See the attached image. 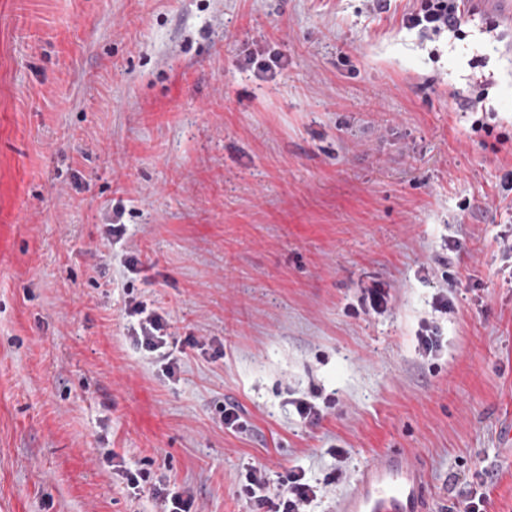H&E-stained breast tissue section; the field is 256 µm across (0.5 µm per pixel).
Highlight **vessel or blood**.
<instances>
[{
	"label": "vessel or blood",
	"instance_id": "1",
	"mask_svg": "<svg viewBox=\"0 0 512 512\" xmlns=\"http://www.w3.org/2000/svg\"><path fill=\"white\" fill-rule=\"evenodd\" d=\"M467 8L512 19V0H465ZM431 494L423 462L391 450L368 463L342 495L337 512H430Z\"/></svg>",
	"mask_w": 512,
	"mask_h": 512
}]
</instances>
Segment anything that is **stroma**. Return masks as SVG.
I'll return each instance as SVG.
<instances>
[{"label": "stroma", "mask_w": 512, "mask_h": 512, "mask_svg": "<svg viewBox=\"0 0 512 512\" xmlns=\"http://www.w3.org/2000/svg\"><path fill=\"white\" fill-rule=\"evenodd\" d=\"M416 5L0 0V512H159L126 468L251 512L250 464L336 512L394 448L432 512L465 480L512 512V27L423 43ZM133 300L174 376L131 343ZM316 390L336 407L310 425ZM130 316L140 315L143 317L139 320V330L135 327L128 329L130 339L141 347H145L152 353H158L156 358L158 361L163 362L162 365L172 373V360L171 354L164 351L168 342V334L164 332V323L162 317L154 310L147 313V307L143 302H135L128 308ZM162 349H164L162 351ZM166 361V362H165Z\"/></svg>", "instance_id": "1"}]
</instances>
